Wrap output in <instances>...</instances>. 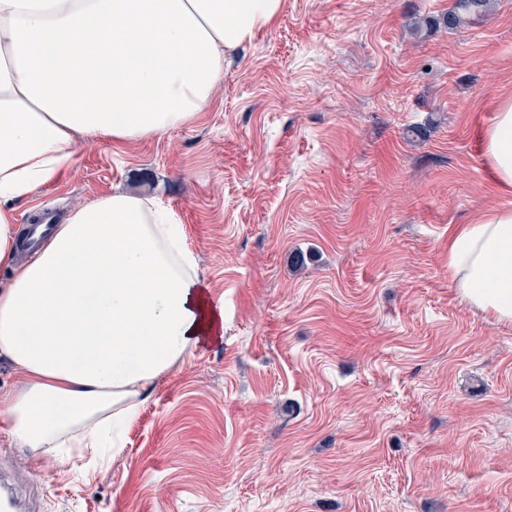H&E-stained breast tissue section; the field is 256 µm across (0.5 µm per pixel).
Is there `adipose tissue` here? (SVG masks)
<instances>
[{
    "mask_svg": "<svg viewBox=\"0 0 512 512\" xmlns=\"http://www.w3.org/2000/svg\"><path fill=\"white\" fill-rule=\"evenodd\" d=\"M285 0H0V430L32 459L68 465L74 449L124 452L123 435L156 383L220 340L214 303L174 214L114 192L74 208L44 248L16 261L12 200L61 176L80 138L134 142L194 124L224 57L284 11ZM484 152L512 191V96ZM461 298L512 323V208L448 237Z\"/></svg>",
    "mask_w": 512,
    "mask_h": 512,
    "instance_id": "obj_1",
    "label": "adipose tissue"
}]
</instances>
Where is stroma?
I'll return each mask as SVG.
<instances>
[{"instance_id": "35a3bbf8", "label": "stroma", "mask_w": 512, "mask_h": 512, "mask_svg": "<svg viewBox=\"0 0 512 512\" xmlns=\"http://www.w3.org/2000/svg\"><path fill=\"white\" fill-rule=\"evenodd\" d=\"M202 119L81 139L15 204L121 190L185 227L224 336L157 384L103 466L0 469L40 512H512V324L448 276V230L512 207L484 157L512 96V0H285ZM427 127L421 140L412 126ZM317 260L297 270L295 250ZM488 0H456L454 7L443 17L446 26H456L465 16L480 15L485 12Z\"/></svg>"}]
</instances>
